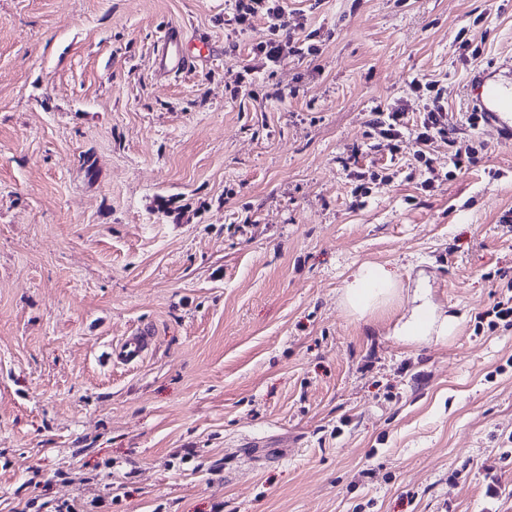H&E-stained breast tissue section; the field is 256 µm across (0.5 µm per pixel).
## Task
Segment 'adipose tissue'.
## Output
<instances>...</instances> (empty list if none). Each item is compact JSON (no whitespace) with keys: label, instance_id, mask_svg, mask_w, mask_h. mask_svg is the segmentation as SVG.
<instances>
[{"label":"adipose tissue","instance_id":"ef3b65f1","mask_svg":"<svg viewBox=\"0 0 512 512\" xmlns=\"http://www.w3.org/2000/svg\"><path fill=\"white\" fill-rule=\"evenodd\" d=\"M397 281L385 265L366 262L352 271L344 284L345 302L358 316H366L394 300ZM456 319L436 306L429 295L426 280H419L407 313L394 326L393 336L417 343L432 333H447Z\"/></svg>","mask_w":512,"mask_h":512}]
</instances>
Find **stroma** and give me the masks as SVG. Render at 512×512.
I'll return each mask as SVG.
<instances>
[{
	"label": "stroma",
	"mask_w": 512,
	"mask_h": 512,
	"mask_svg": "<svg viewBox=\"0 0 512 512\" xmlns=\"http://www.w3.org/2000/svg\"><path fill=\"white\" fill-rule=\"evenodd\" d=\"M280 5L0 0V512H512V326L475 328L512 282V144L465 104L512 0ZM176 24L195 62L158 69ZM415 78L445 92L429 170L368 124H417ZM364 262L400 286L367 322ZM421 274L457 324L408 344ZM269 0H237V19L241 25L249 23L250 19L259 13L265 11L266 14L275 15L277 19L281 18L282 10L280 6L269 7ZM371 115L370 125L379 129L390 141H395L394 149H398V143L403 141V130L407 129L404 111L399 108H376ZM397 281L384 264L366 262L352 271L344 284L345 302L360 318L383 307L397 295ZM148 335L140 332L139 336L126 339L119 348V354L128 362L140 359L148 349Z\"/></svg>",
	"instance_id": "obj_1"
}]
</instances>
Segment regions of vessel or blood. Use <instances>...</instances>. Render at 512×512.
Segmentation results:
<instances>
[{
  "label": "vessel or blood",
  "instance_id": "vessel-or-blood-1",
  "mask_svg": "<svg viewBox=\"0 0 512 512\" xmlns=\"http://www.w3.org/2000/svg\"><path fill=\"white\" fill-rule=\"evenodd\" d=\"M179 40V31H171L165 47L157 58L158 68L165 70L174 63L183 67L188 66V59L180 53ZM498 72V66L491 64L471 73L468 78V107L479 116L484 127L497 132L501 142L511 143L512 77L499 78Z\"/></svg>",
  "mask_w": 512,
  "mask_h": 512
}]
</instances>
